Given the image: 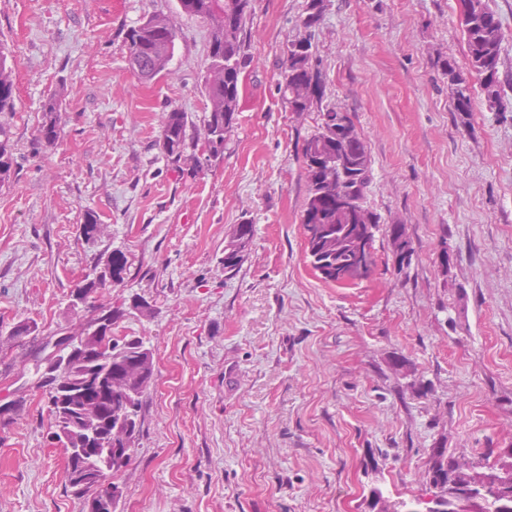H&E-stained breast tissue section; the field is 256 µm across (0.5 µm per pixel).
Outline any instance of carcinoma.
I'll return each mask as SVG.
<instances>
[{
  "label": "carcinoma",
  "mask_w": 512,
  "mask_h": 512,
  "mask_svg": "<svg viewBox=\"0 0 512 512\" xmlns=\"http://www.w3.org/2000/svg\"><path fill=\"white\" fill-rule=\"evenodd\" d=\"M181 10L210 24V65L205 76L209 102L208 112L202 122V132L189 133L188 113L172 108L161 115V151L167 165L178 172H185L187 156L199 153L204 161L189 171L199 173L204 162L217 156L224 149L227 130L234 129L240 100V74L251 63L248 53L247 24L253 11V0H180ZM323 12L317 9L315 0H306L302 23L308 30L321 21ZM461 26L468 47L470 70L480 77L483 88L491 87L495 93L492 106L501 104L502 80L499 64L505 34L495 13L485 0H464ZM177 32L170 20L161 14L147 17L142 23L128 30L127 44L130 62L138 76L152 79L168 65L173 55ZM448 78L458 85L455 97L456 111L468 112L471 105V86L467 76L448 66ZM312 89L305 102L299 101L298 90L302 85ZM278 94L291 112H302L322 101L325 84L322 73L314 61L311 35L288 42L286 61L282 66L277 84ZM15 110L13 67L9 56L0 49V113ZM58 97L51 95L44 104V121L41 138L52 145L59 138L57 112ZM355 128L352 115L328 107L321 112L317 130L302 140L300 154L308 180V193L304 200L300 224H321L324 236L333 240L331 250L324 251L318 243L307 241L308 254L315 270L323 261L328 267L321 271L322 278L332 283L363 279L370 269L349 245L353 221L338 210L337 200L345 197L354 207L365 209L364 199L371 183L372 160L365 143L347 137V130ZM329 132L330 137L323 149L340 156L344 161L341 181L330 187L319 185L309 145L319 135ZM14 165L9 131L0 125V183L9 179ZM398 267H403L409 257L405 226L387 225ZM253 238V225L238 224L233 238L224 248V270L233 272L242 264ZM110 278L99 280L88 277L77 284L71 296H81L90 315L76 314L78 325L64 331L71 342L52 343V337L38 339L35 326L21 322L15 326L13 336L18 339L32 337L37 343L35 360L43 369L47 350L56 348V356L65 360L73 354L86 362L84 373L92 376V388L88 392L68 390L60 386L49 373L40 378L49 412L57 431L77 436V428L83 418L84 408L96 413L100 438L83 447L65 450V486L86 504L87 512H94L99 503L102 512H116L121 497L104 499L106 492L97 483L82 475L89 470L112 471L119 475L132 461L135 445L141 432V411L144 395L154 376L153 355L143 341L136 337L124 338L122 347L112 349L113 316L121 310L96 304L101 290L120 283L127 271V258L121 252L109 256ZM494 477L501 481L503 489L512 491V456L492 462L471 460L465 455L448 454L442 449L432 452L429 459L427 484L440 488L444 493L455 488L467 487L474 495L490 501L482 489L483 480Z\"/></svg>",
  "instance_id": "cac0c4a2"
}]
</instances>
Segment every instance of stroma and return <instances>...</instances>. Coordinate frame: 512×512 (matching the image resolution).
<instances>
[{
    "mask_svg": "<svg viewBox=\"0 0 512 512\" xmlns=\"http://www.w3.org/2000/svg\"><path fill=\"white\" fill-rule=\"evenodd\" d=\"M486 2L506 34L503 107L474 76L459 112L447 69H468L462 0H328L314 36L323 103L354 117L372 159L365 205L382 222L370 275L338 285L312 268L300 223L298 146L318 114L289 111L276 88L306 0H255L237 124L193 178L168 167L160 114L201 125L207 22L179 0H0L15 63V109L0 114L14 155L0 184V398L22 401L0 425V512H86L65 487L34 349L11 331L74 322L71 289L116 250L127 274L98 301L148 303L112 333L154 360L117 512H370L374 489L425 495L433 449L512 448V0ZM156 13L178 37L145 82L125 33ZM246 221L247 258L225 272V241ZM394 222L412 247L402 267ZM58 104V97L55 95L50 96L44 104V121L40 133L42 140L48 145L54 144L60 134L56 113L60 112ZM387 233L394 249L397 264L402 267L408 259L410 252V244L406 237L405 225L388 224ZM402 244H405L407 248L400 249Z\"/></svg>",
    "mask_w": 512,
    "mask_h": 512,
    "instance_id": "stroma-1",
    "label": "stroma"
}]
</instances>
